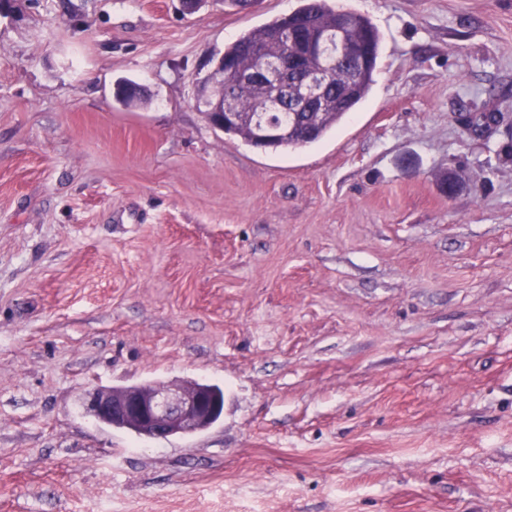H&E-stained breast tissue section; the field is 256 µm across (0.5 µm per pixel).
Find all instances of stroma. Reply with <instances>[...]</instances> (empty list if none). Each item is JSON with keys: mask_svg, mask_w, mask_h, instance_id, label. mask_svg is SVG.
Here are the masks:
<instances>
[{"mask_svg": "<svg viewBox=\"0 0 512 512\" xmlns=\"http://www.w3.org/2000/svg\"><path fill=\"white\" fill-rule=\"evenodd\" d=\"M335 2L376 82L280 152L195 94L301 0L0 9V512H512V0ZM192 381L196 434L82 407Z\"/></svg>", "mask_w": 512, "mask_h": 512, "instance_id": "1", "label": "stroma"}]
</instances>
